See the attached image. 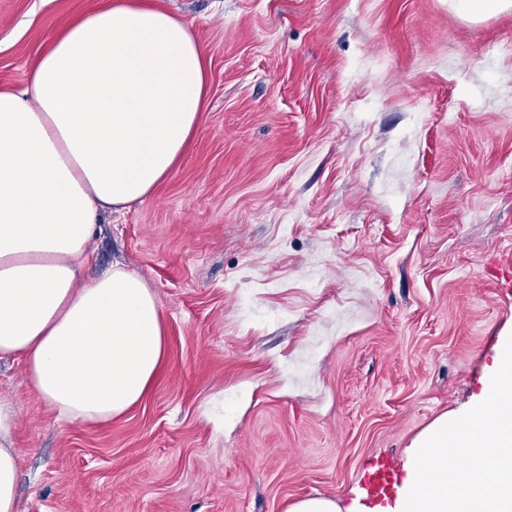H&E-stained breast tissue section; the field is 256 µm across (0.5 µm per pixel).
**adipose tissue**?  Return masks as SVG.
Masks as SVG:
<instances>
[{
  "label": "adipose tissue",
  "instance_id": "adipose-tissue-1",
  "mask_svg": "<svg viewBox=\"0 0 512 512\" xmlns=\"http://www.w3.org/2000/svg\"><path fill=\"white\" fill-rule=\"evenodd\" d=\"M206 57L153 0L61 28L26 87L0 88V360L67 424L123 415L166 356L154 292L116 266L81 282L101 216L148 198L205 110ZM18 413L0 391V512H17Z\"/></svg>",
  "mask_w": 512,
  "mask_h": 512
}]
</instances>
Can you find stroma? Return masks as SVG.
Masks as SVG:
<instances>
[{
	"label": "stroma",
	"instance_id": "obj_1",
	"mask_svg": "<svg viewBox=\"0 0 512 512\" xmlns=\"http://www.w3.org/2000/svg\"><path fill=\"white\" fill-rule=\"evenodd\" d=\"M103 0H0V87ZM206 53L207 107L154 193L105 216L94 278L138 271L167 355L98 425L56 422L19 363V512L365 506L512 335V10L451 0H155ZM453 3L457 12L469 20L512 9L511 0H453ZM494 269V277L498 281L499 288H505L509 293L512 292V250L511 248L502 249L498 252L491 262ZM398 475V465L390 459L380 461L377 469L366 475L363 488L367 490L366 500L370 502L371 508L386 507L389 504L391 490Z\"/></svg>",
	"mask_w": 512,
	"mask_h": 512
}]
</instances>
